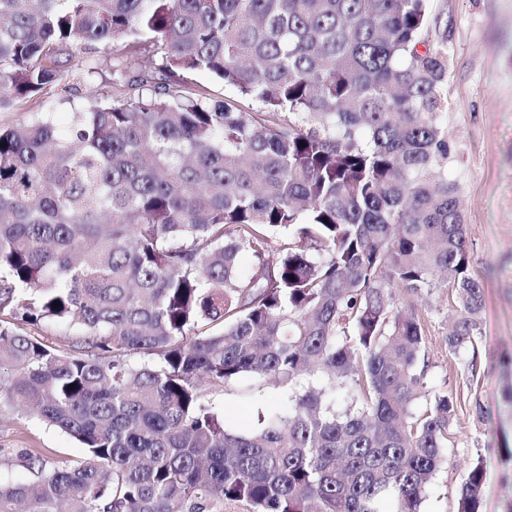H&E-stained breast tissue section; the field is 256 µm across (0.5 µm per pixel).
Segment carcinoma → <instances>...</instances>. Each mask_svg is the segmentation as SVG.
Masks as SVG:
<instances>
[{"mask_svg":"<svg viewBox=\"0 0 512 512\" xmlns=\"http://www.w3.org/2000/svg\"><path fill=\"white\" fill-rule=\"evenodd\" d=\"M440 23L438 0H0V112L112 58L67 128L0 124V410L85 450L25 453L0 512H421L456 400L397 292H454V354L485 303ZM245 375L285 403L242 428L211 398ZM485 480L480 457L457 512Z\"/></svg>","mask_w":512,"mask_h":512,"instance_id":"cac0c4a2","label":"carcinoma"}]
</instances>
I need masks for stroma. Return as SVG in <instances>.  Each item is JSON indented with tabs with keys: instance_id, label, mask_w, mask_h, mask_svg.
Segmentation results:
<instances>
[{
	"instance_id": "stroma-1",
	"label": "stroma",
	"mask_w": 512,
	"mask_h": 512,
	"mask_svg": "<svg viewBox=\"0 0 512 512\" xmlns=\"http://www.w3.org/2000/svg\"><path fill=\"white\" fill-rule=\"evenodd\" d=\"M448 40V175L459 186L472 269L486 305L477 339L478 375L444 343L455 308L438 288L408 297L427 329L429 390L456 396L448 428V464L435 479L423 512H456V492L471 463L487 468L482 512H512V0H441ZM278 400L268 385L243 379L215 394L216 411L235 410L248 423ZM29 451L79 461L84 450L36 415L0 413V478L23 482Z\"/></svg>"
}]
</instances>
